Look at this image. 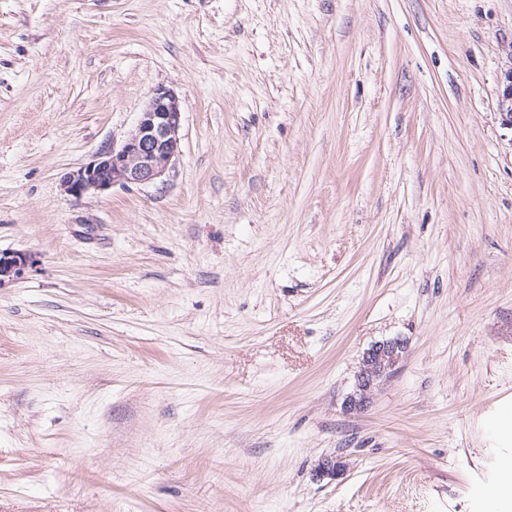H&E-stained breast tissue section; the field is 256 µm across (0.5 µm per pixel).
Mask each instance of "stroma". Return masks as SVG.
Returning a JSON list of instances; mask_svg holds the SVG:
<instances>
[{"label":"stroma","instance_id":"stroma-1","mask_svg":"<svg viewBox=\"0 0 512 512\" xmlns=\"http://www.w3.org/2000/svg\"><path fill=\"white\" fill-rule=\"evenodd\" d=\"M511 68L512 0H0V512H486ZM161 85L164 181L64 194ZM35 260L27 253H1L0 254V285L6 279L23 277L34 267ZM408 341L397 337L373 345L363 356L356 390L347 397L344 410L358 413L366 406L378 381L394 373L406 352Z\"/></svg>","mask_w":512,"mask_h":512}]
</instances>
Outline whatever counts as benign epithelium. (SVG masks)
Listing matches in <instances>:
<instances>
[{"label":"benign epithelium","mask_w":512,"mask_h":512,"mask_svg":"<svg viewBox=\"0 0 512 512\" xmlns=\"http://www.w3.org/2000/svg\"><path fill=\"white\" fill-rule=\"evenodd\" d=\"M501 108L503 124L512 127V70L504 75ZM181 126L182 111L176 93L163 86L155 88L135 128L120 145L101 150L86 165L63 175L64 192L80 199L116 185L147 184L162 179L180 155ZM33 267L34 259L27 253H1L0 283L21 278ZM407 346V340L397 337L373 345L364 354L356 390L347 397L345 412L354 414L364 409L378 381L396 371ZM346 468L344 457L336 455L322 460L318 471L334 479L344 475Z\"/></svg>","instance_id":"1"}]
</instances>
